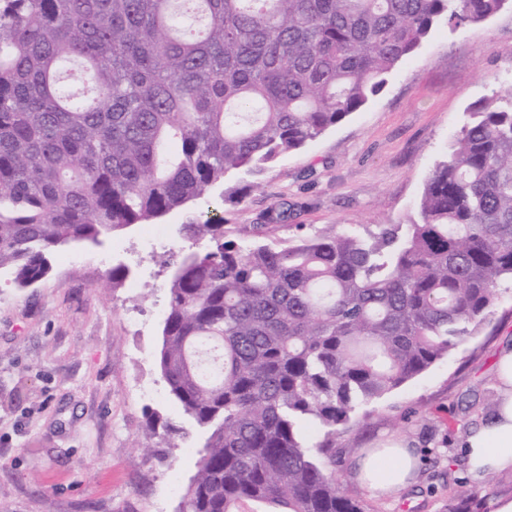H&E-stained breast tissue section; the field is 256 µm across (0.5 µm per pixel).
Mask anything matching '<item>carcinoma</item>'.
Masks as SVG:
<instances>
[{"instance_id":"obj_1","label":"carcinoma","mask_w":512,"mask_h":512,"mask_svg":"<svg viewBox=\"0 0 512 512\" xmlns=\"http://www.w3.org/2000/svg\"><path fill=\"white\" fill-rule=\"evenodd\" d=\"M512 0H0V276L259 174L359 111L442 20ZM448 141L417 215L286 245L179 232L157 363L202 445L180 512H364L330 468L356 414L512 288V91ZM477 495L460 481L452 501Z\"/></svg>"}]
</instances>
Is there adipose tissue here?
<instances>
[{
  "instance_id": "adipose-tissue-1",
  "label": "adipose tissue",
  "mask_w": 512,
  "mask_h": 512,
  "mask_svg": "<svg viewBox=\"0 0 512 512\" xmlns=\"http://www.w3.org/2000/svg\"><path fill=\"white\" fill-rule=\"evenodd\" d=\"M496 377L499 393L493 414L463 436L469 475L476 483L492 473L512 472V347L500 352ZM414 467L410 449L391 443L369 449L359 462V473L372 492L388 495L406 484Z\"/></svg>"
}]
</instances>
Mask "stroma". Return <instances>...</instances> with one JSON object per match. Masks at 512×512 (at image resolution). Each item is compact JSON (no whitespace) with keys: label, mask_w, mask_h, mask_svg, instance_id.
<instances>
[{"label":"stroma","mask_w":512,"mask_h":512,"mask_svg":"<svg viewBox=\"0 0 512 512\" xmlns=\"http://www.w3.org/2000/svg\"><path fill=\"white\" fill-rule=\"evenodd\" d=\"M510 87L512 8L465 27L439 22L380 95L263 173L234 174L207 199L102 246L60 249L29 288L1 278L0 512H178L201 446L156 362L165 261L195 248L179 225L217 214L225 238L285 244L300 232L407 223L468 108ZM274 204L288 220L264 224ZM118 264L130 273L106 288ZM507 346L512 291L447 358L356 415L336 440L341 491L366 512H448L468 476L461 438L492 413ZM169 423L180 433L167 434ZM148 437L150 453L140 447ZM387 439L406 442L417 465L406 487L378 496L355 461Z\"/></svg>","instance_id":"stroma-1"}]
</instances>
